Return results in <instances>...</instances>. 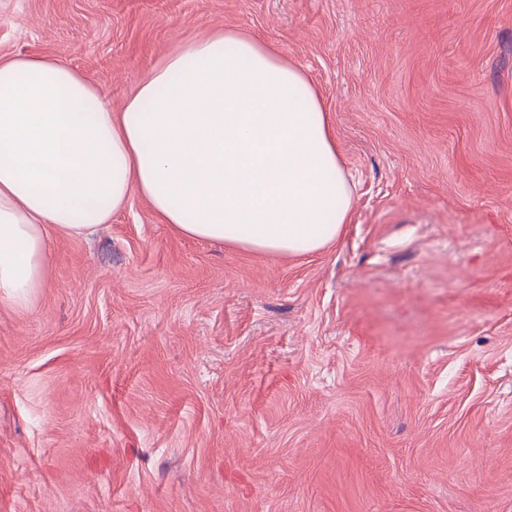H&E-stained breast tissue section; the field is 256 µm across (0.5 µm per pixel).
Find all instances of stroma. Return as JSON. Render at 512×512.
<instances>
[{
    "mask_svg": "<svg viewBox=\"0 0 512 512\" xmlns=\"http://www.w3.org/2000/svg\"><path fill=\"white\" fill-rule=\"evenodd\" d=\"M323 92L351 221L307 256L131 196L0 305V512H512V0H0L120 110L216 29Z\"/></svg>",
    "mask_w": 512,
    "mask_h": 512,
    "instance_id": "1",
    "label": "stroma"
}]
</instances>
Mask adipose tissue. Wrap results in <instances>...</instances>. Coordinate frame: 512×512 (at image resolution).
Wrapping results in <instances>:
<instances>
[{
  "mask_svg": "<svg viewBox=\"0 0 512 512\" xmlns=\"http://www.w3.org/2000/svg\"><path fill=\"white\" fill-rule=\"evenodd\" d=\"M134 195L180 236L280 256L336 242L352 204L319 88L251 33L181 45L117 112L61 60L0 57V304Z\"/></svg>",
  "mask_w": 512,
  "mask_h": 512,
  "instance_id": "adipose-tissue-1",
  "label": "adipose tissue"
}]
</instances>
